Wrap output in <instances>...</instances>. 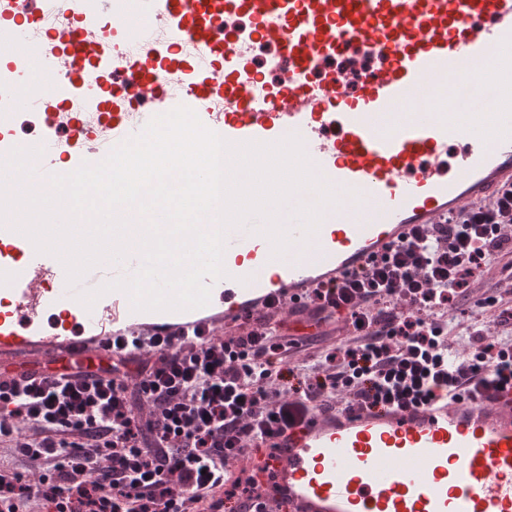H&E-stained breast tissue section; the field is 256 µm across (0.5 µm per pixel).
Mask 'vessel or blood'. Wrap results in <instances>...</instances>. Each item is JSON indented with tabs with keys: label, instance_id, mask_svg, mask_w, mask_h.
<instances>
[{
	"label": "vessel or blood",
	"instance_id": "obj_1",
	"mask_svg": "<svg viewBox=\"0 0 512 512\" xmlns=\"http://www.w3.org/2000/svg\"><path fill=\"white\" fill-rule=\"evenodd\" d=\"M0 0V158L37 113L51 174L102 161L154 117L183 105L233 143L302 138L340 192L312 237L229 230L226 278L208 306L141 312L113 291L123 263L68 285L60 261L0 226V380L64 361L145 349L115 340L210 336L260 317L282 324L323 284L382 256L418 224H443L512 185V0ZM274 50L268 85L251 45ZM465 142L456 164L448 145ZM254 475L281 512H512V387L417 407H321L224 469Z\"/></svg>",
	"mask_w": 512,
	"mask_h": 512
}]
</instances>
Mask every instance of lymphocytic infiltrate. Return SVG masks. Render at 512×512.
Returning <instances> with one entry per match:
<instances>
[{"instance_id": "f902f5d3", "label": "lymphocytic infiltrate", "mask_w": 512, "mask_h": 512, "mask_svg": "<svg viewBox=\"0 0 512 512\" xmlns=\"http://www.w3.org/2000/svg\"><path fill=\"white\" fill-rule=\"evenodd\" d=\"M512 187L444 224H420L378 263L312 291L300 311L341 336L312 364L303 339L242 324L197 345L155 340L154 360L0 383V512H268L254 481L224 485L244 446L281 434L313 408L418 405L442 392L512 385ZM496 312L456 334L460 300ZM297 385H290L288 377Z\"/></svg>"}]
</instances>
